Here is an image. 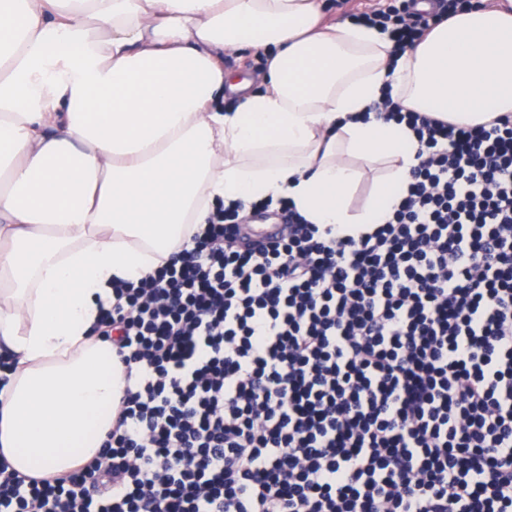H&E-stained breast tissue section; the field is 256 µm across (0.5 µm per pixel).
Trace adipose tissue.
Masks as SVG:
<instances>
[{
    "instance_id": "1",
    "label": "adipose tissue",
    "mask_w": 512,
    "mask_h": 512,
    "mask_svg": "<svg viewBox=\"0 0 512 512\" xmlns=\"http://www.w3.org/2000/svg\"><path fill=\"white\" fill-rule=\"evenodd\" d=\"M248 51L268 60L257 87L224 68ZM387 96L461 126L512 117V0L398 55L326 0H0V463L39 479L98 457L125 389L99 305L218 210L385 223L419 148L374 113Z\"/></svg>"
}]
</instances>
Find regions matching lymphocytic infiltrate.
Returning <instances> with one entry per match:
<instances>
[{"instance_id":"f902f5d3","label":"lymphocytic infiltrate","mask_w":512,"mask_h":512,"mask_svg":"<svg viewBox=\"0 0 512 512\" xmlns=\"http://www.w3.org/2000/svg\"><path fill=\"white\" fill-rule=\"evenodd\" d=\"M368 21L395 50L456 12ZM419 163L383 224L243 240L225 209L114 288L125 394L100 458L0 512H512V118L389 104Z\"/></svg>"}]
</instances>
